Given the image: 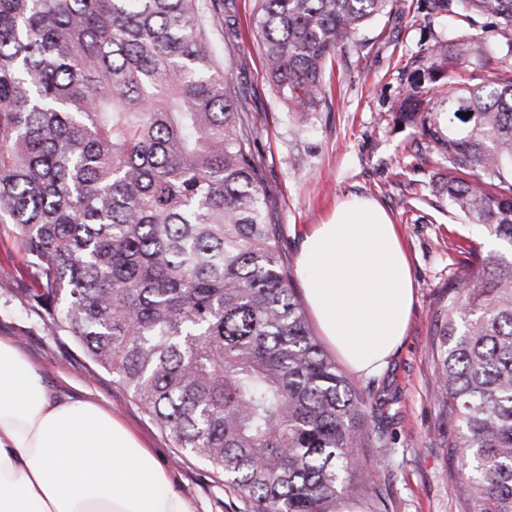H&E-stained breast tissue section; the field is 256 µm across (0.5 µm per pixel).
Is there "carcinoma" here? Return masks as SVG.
Here are the masks:
<instances>
[{
    "mask_svg": "<svg viewBox=\"0 0 512 512\" xmlns=\"http://www.w3.org/2000/svg\"><path fill=\"white\" fill-rule=\"evenodd\" d=\"M224 0H0V224L30 310L131 392L244 512H342L370 487L362 401L314 336L268 216L247 96L207 18ZM398 0H256L268 78L316 112L336 50ZM496 19L512 0H432ZM432 46L398 119L443 161L451 206L501 252L448 282L434 398L476 512H512V61Z\"/></svg>",
    "mask_w": 512,
    "mask_h": 512,
    "instance_id": "obj_1",
    "label": "carcinoma"
}]
</instances>
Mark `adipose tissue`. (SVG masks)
I'll use <instances>...</instances> for the list:
<instances>
[{"instance_id": "obj_1", "label": "adipose tissue", "mask_w": 512, "mask_h": 512, "mask_svg": "<svg viewBox=\"0 0 512 512\" xmlns=\"http://www.w3.org/2000/svg\"><path fill=\"white\" fill-rule=\"evenodd\" d=\"M309 310L353 372H382L415 299L397 230L374 201L350 198L305 233L297 260ZM0 512H193L163 462L87 397L51 390L0 338Z\"/></svg>"}]
</instances>
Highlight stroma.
Returning <instances> with one entry per match:
<instances>
[{
	"label": "stroma",
	"instance_id": "1",
	"mask_svg": "<svg viewBox=\"0 0 512 512\" xmlns=\"http://www.w3.org/2000/svg\"><path fill=\"white\" fill-rule=\"evenodd\" d=\"M403 2L402 11L368 22L356 45L337 50L322 76V105L315 112L289 111L270 85L254 0H235L218 19L213 41L233 49L272 195L271 218L282 227L290 260H297L309 227L323 223L351 195L374 198L386 210L409 256L416 300L403 343L382 373L347 376L365 403L367 437L359 455L372 475L369 498L381 500L386 512H475L461 493L457 465L445 448L448 421L433 396L434 313L449 279L480 264L497 245L449 208L435 153L417 148L416 129L395 121L397 102L428 48L454 38L432 0ZM465 30L481 36L488 53L449 69L443 90L482 83L506 51L493 18L472 14ZM17 264L0 252V337L17 343L50 387L66 380L80 384L121 417L159 452L195 512H241V502L225 492L212 470L181 456L127 389L28 311L14 293L20 285Z\"/></svg>",
	"mask_w": 512,
	"mask_h": 512
}]
</instances>
